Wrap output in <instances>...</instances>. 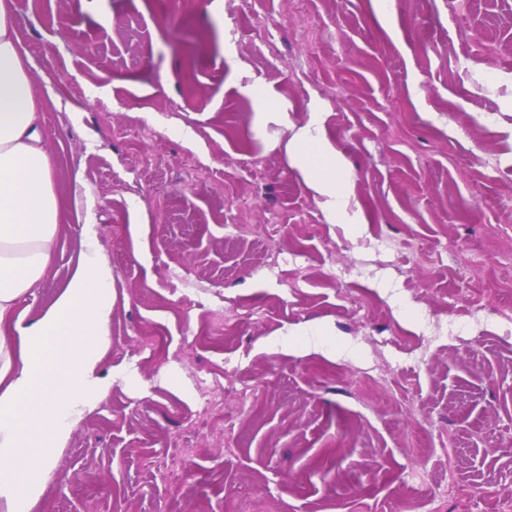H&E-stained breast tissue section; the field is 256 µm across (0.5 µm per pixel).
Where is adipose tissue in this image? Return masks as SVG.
<instances>
[{"mask_svg": "<svg viewBox=\"0 0 512 512\" xmlns=\"http://www.w3.org/2000/svg\"><path fill=\"white\" fill-rule=\"evenodd\" d=\"M29 63L8 0H0V512H30L58 451L112 384L98 370L109 344L112 271L92 212L82 216V250L54 306L26 324L11 314L45 277L60 217ZM274 118L326 218L361 231L353 175L328 144L322 113L300 126L284 112Z\"/></svg>", "mask_w": 512, "mask_h": 512, "instance_id": "1", "label": "adipose tissue"}]
</instances>
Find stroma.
<instances>
[{
	"mask_svg": "<svg viewBox=\"0 0 512 512\" xmlns=\"http://www.w3.org/2000/svg\"><path fill=\"white\" fill-rule=\"evenodd\" d=\"M10 4L64 212L15 314L66 288L88 206L115 293L112 387L31 512H512V325L419 339L512 310V0ZM250 83L323 112L362 233Z\"/></svg>",
	"mask_w": 512,
	"mask_h": 512,
	"instance_id": "stroma-1",
	"label": "stroma"
}]
</instances>
